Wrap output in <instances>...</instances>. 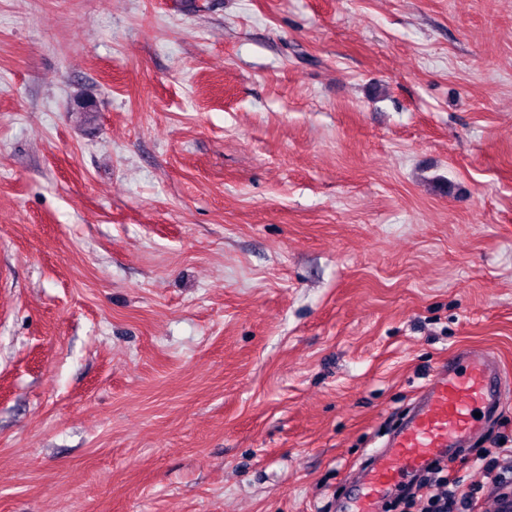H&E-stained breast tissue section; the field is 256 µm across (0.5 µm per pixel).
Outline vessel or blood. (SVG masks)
Segmentation results:
<instances>
[{
  "label": "vessel or blood",
  "mask_w": 512,
  "mask_h": 512,
  "mask_svg": "<svg viewBox=\"0 0 512 512\" xmlns=\"http://www.w3.org/2000/svg\"><path fill=\"white\" fill-rule=\"evenodd\" d=\"M512 382L495 353L465 348L430 372L406 418L383 447L371 451L354 494L341 512H376L390 489L407 485L431 465L448 461L480 431L479 413L504 404Z\"/></svg>",
  "instance_id": "1"
}]
</instances>
